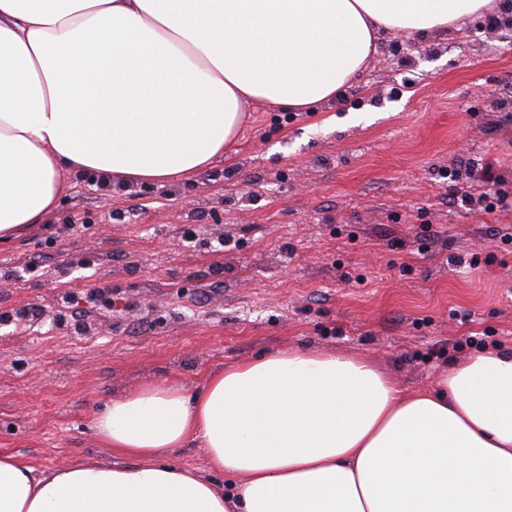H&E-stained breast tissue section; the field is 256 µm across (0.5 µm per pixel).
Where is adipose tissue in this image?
Returning a JSON list of instances; mask_svg holds the SVG:
<instances>
[{
    "label": "adipose tissue",
    "mask_w": 512,
    "mask_h": 512,
    "mask_svg": "<svg viewBox=\"0 0 512 512\" xmlns=\"http://www.w3.org/2000/svg\"><path fill=\"white\" fill-rule=\"evenodd\" d=\"M493 0H0V239L41 224L77 172L186 180L252 102L335 99L380 34L460 29ZM92 428L130 466L39 472L0 455V512H512V350L429 386L369 355L291 347L152 384ZM201 440L223 489L165 463Z\"/></svg>",
    "instance_id": "adipose-tissue-1"
}]
</instances>
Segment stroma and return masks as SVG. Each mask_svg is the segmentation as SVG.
I'll use <instances>...</instances> for the list:
<instances>
[{
  "instance_id": "obj_1",
  "label": "stroma",
  "mask_w": 512,
  "mask_h": 512,
  "mask_svg": "<svg viewBox=\"0 0 512 512\" xmlns=\"http://www.w3.org/2000/svg\"><path fill=\"white\" fill-rule=\"evenodd\" d=\"M485 34H383L340 94L248 106L188 181L68 179L0 241V453L39 471L118 456L113 397L291 346L374 356L397 383L512 347V208L450 202L455 160L512 194V13ZM487 261L465 265L471 253Z\"/></svg>"
}]
</instances>
